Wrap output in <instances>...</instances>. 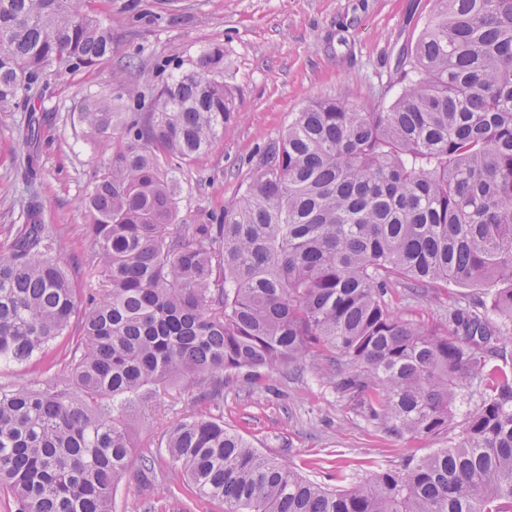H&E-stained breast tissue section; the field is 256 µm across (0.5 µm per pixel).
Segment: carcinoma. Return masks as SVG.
I'll list each match as a JSON object with an SVG mask.
<instances>
[{
	"label": "carcinoma",
	"instance_id": "carcinoma-1",
	"mask_svg": "<svg viewBox=\"0 0 512 512\" xmlns=\"http://www.w3.org/2000/svg\"><path fill=\"white\" fill-rule=\"evenodd\" d=\"M112 56L89 0H0V111L48 77ZM395 77L369 106L341 94L293 113L220 224L178 223L161 158L199 160L235 117L224 49L149 95L123 85L78 113L86 141L112 139L85 199L107 292L81 297L55 255L37 195L0 248V364L55 367L38 387L0 388V495L15 512H112L133 455L130 419L159 385L224 398V378L308 364L339 377L375 427L448 430L474 388L463 441L373 461V478L328 489L259 452L224 421L179 420L164 445L191 495L224 512H512V0H435ZM399 87L392 100L388 91ZM491 289L448 303L447 326L394 315L388 288Z\"/></svg>",
	"mask_w": 512,
	"mask_h": 512
}]
</instances>
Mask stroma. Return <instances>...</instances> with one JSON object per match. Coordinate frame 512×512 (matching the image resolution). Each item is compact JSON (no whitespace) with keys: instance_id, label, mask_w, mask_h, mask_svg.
Listing matches in <instances>:
<instances>
[{"instance_id":"stroma-1","label":"stroma","mask_w":512,"mask_h":512,"mask_svg":"<svg viewBox=\"0 0 512 512\" xmlns=\"http://www.w3.org/2000/svg\"><path fill=\"white\" fill-rule=\"evenodd\" d=\"M433 7V0H104L112 55L95 68L51 77L45 96L35 103L41 132L32 151L20 148L26 109L0 112V245L11 225L25 221L26 161L36 155L38 199L58 241L56 255L79 288L101 289L89 263L88 217L81 201L94 176L106 172L112 143H84L76 120L84 97L111 94L119 82L138 91L160 88L170 74L191 68L203 51L223 48L224 80L239 117L200 162L177 173L180 219L215 224L225 206L241 196L261 151L287 128L293 112L340 93L369 103L386 85L399 53L415 43ZM481 294L478 288L440 283L417 296L398 285L387 300L397 316L439 327L449 296L469 302ZM201 410L219 411L202 390L188 395L167 384L134 414L136 453L156 457V474L144 479L129 469L115 488L113 512H133L147 501L155 512H224L219 505L198 508L163 462L166 432ZM219 412L225 427L239 431L262 453L334 488L367 482L373 461L398 468L406 456L456 444L468 408H457L447 433L396 437L368 423L336 380L305 365L265 375L256 385L231 377Z\"/></svg>"}]
</instances>
